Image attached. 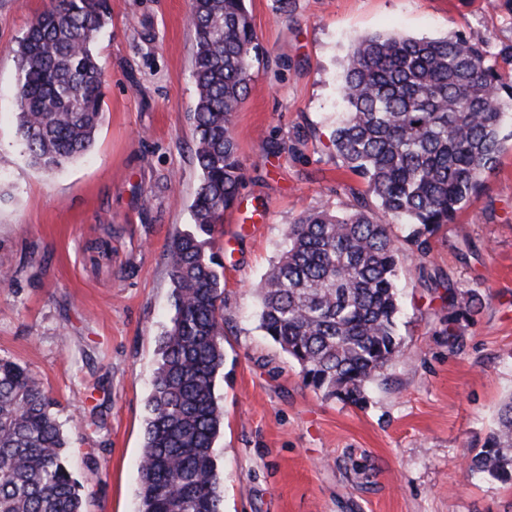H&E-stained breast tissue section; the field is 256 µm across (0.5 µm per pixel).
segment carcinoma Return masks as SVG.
<instances>
[{
    "label": "carcinoma",
    "mask_w": 512,
    "mask_h": 512,
    "mask_svg": "<svg viewBox=\"0 0 512 512\" xmlns=\"http://www.w3.org/2000/svg\"><path fill=\"white\" fill-rule=\"evenodd\" d=\"M107 0H57L13 49L17 147L46 172L85 155L102 116V68L93 50ZM194 156L201 179L190 227L167 252L174 314L159 337L140 465V512H222L215 443L224 413V265L214 253L243 166L234 115L264 60L246 0H192ZM512 83L460 35L372 34L356 42L339 85L333 143L363 181L342 211L306 212L264 273L259 327L328 398L360 404L367 386L404 353L397 333L401 259L424 260L429 236L455 223L504 147ZM410 226L393 235L391 224ZM482 295L448 287L440 334L458 344L459 317ZM57 402L30 368L0 357V512H83L67 462ZM512 484V396L468 463Z\"/></svg>",
    "instance_id": "obj_1"
}]
</instances>
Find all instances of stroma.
I'll return each instance as SVG.
<instances>
[{
  "instance_id": "stroma-1",
  "label": "stroma",
  "mask_w": 512,
  "mask_h": 512,
  "mask_svg": "<svg viewBox=\"0 0 512 512\" xmlns=\"http://www.w3.org/2000/svg\"><path fill=\"white\" fill-rule=\"evenodd\" d=\"M53 0H0V356L59 404L84 512H139L146 402L171 315L166 250L191 222L195 36L189 0H108L94 50L103 116L83 158L48 175L16 148L12 49ZM266 63L235 115L244 180L224 262V512H512V485L467 462L512 395V137L426 261L402 260L405 353L364 407L305 386L259 328L258 285L303 213L345 209L358 177L332 143L343 66L371 33L480 44L500 72L501 0H248ZM483 295L456 348L428 277ZM96 462L86 465L87 452Z\"/></svg>"
}]
</instances>
